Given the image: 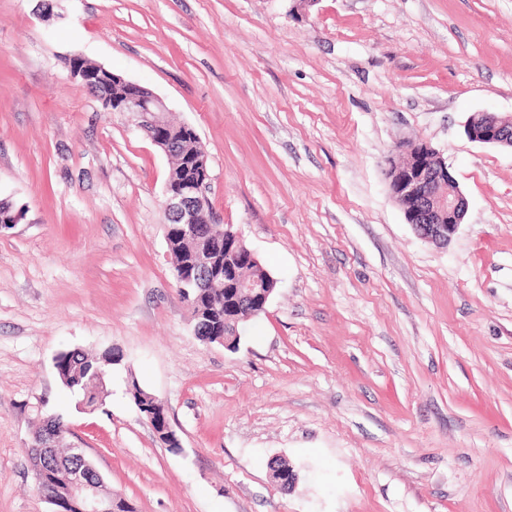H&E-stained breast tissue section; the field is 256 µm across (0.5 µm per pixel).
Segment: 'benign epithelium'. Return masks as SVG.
Listing matches in <instances>:
<instances>
[{"mask_svg": "<svg viewBox=\"0 0 512 512\" xmlns=\"http://www.w3.org/2000/svg\"><path fill=\"white\" fill-rule=\"evenodd\" d=\"M64 67L73 79L81 80L94 97L106 100L102 92L106 68L82 64L76 55L62 57ZM112 86L119 87L112 98L115 111L126 112L150 138L154 145L171 158L180 150L182 140L170 126L168 108L162 98L138 83L112 75ZM467 138L488 146L512 147V115L498 112H476L465 123ZM188 169L186 177H175L166 182L164 214L169 224L181 225L186 240L194 243L189 267L175 272L177 284L189 295L200 288L216 285L228 289L230 301L235 304L255 301L265 307L276 283L264 285L259 278L246 280L239 276L230 251L221 253V241L232 238L242 241L239 233L229 229L217 234V216L208 197L210 170L206 153L182 156ZM385 177L391 196L403 207L404 217L420 238L448 245L467 214V200L452 172L439 159L435 149L421 140L408 141L398 146L386 160ZM242 325L235 315L224 316V347L231 349L240 340ZM67 505L75 512H115L112 496L103 477L91 483L82 471L68 475Z\"/></svg>", "mask_w": 512, "mask_h": 512, "instance_id": "1", "label": "benign epithelium"}]
</instances>
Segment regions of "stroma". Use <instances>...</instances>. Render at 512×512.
I'll list each match as a JSON object with an SVG mask.
<instances>
[{
    "label": "stroma",
    "mask_w": 512,
    "mask_h": 512,
    "mask_svg": "<svg viewBox=\"0 0 512 512\" xmlns=\"http://www.w3.org/2000/svg\"><path fill=\"white\" fill-rule=\"evenodd\" d=\"M67 54L198 132L221 224L277 281L237 349L176 287L167 157ZM483 110L512 113V0H0V512H51L53 413L136 512H512V150L465 136ZM407 140L468 200L448 246L390 195ZM74 348L122 356L92 412L53 367ZM82 61H84V59L76 55H65L62 57V62L69 72L70 77L76 80L80 78L81 83L89 93L105 102L106 99L109 98V95L105 94L101 90L104 84L106 83L109 85V82L103 81L104 76L102 75V72H106L107 69L100 65H94V67L91 68L89 66L82 65Z\"/></svg>",
    "instance_id": "35a3bbf8"
}]
</instances>
